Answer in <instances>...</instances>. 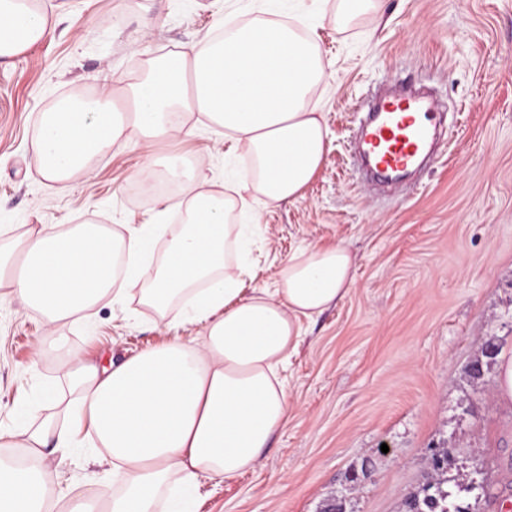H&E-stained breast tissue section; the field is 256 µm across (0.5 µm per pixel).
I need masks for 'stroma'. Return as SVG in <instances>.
<instances>
[{"instance_id": "35a3bbf8", "label": "stroma", "mask_w": 512, "mask_h": 512, "mask_svg": "<svg viewBox=\"0 0 512 512\" xmlns=\"http://www.w3.org/2000/svg\"><path fill=\"white\" fill-rule=\"evenodd\" d=\"M53 31L0 63V225L11 241L45 224H148L158 199L136 177L149 157L179 153L208 176H244L224 132L198 122L190 137L114 145L66 184L44 181L29 145L53 101L91 88L119 97L150 59L204 44L226 22L263 16L264 0H40ZM337 0H286L316 26L332 68L314 99L330 151L292 202L256 206L246 288H273L299 247L343 241L357 257L345 298L305 324L282 371L291 406L262 467L202 481L197 512H407V499L444 477L449 507L512 512V404L495 399L496 339L512 356V0H384L382 15L337 26ZM426 87L445 122L431 163L390 188L372 184L353 153L362 107L378 90ZM138 298L102 300L47 325L0 305V423L32 406L52 413L45 387L66 390L64 353L100 364L189 341ZM444 454V474L432 458ZM50 512H68L112 479L89 449L45 467Z\"/></svg>"}]
</instances>
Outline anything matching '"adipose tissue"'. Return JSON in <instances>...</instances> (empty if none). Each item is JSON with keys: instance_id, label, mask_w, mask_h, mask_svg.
<instances>
[{"instance_id": "adipose-tissue-1", "label": "adipose tissue", "mask_w": 512, "mask_h": 512, "mask_svg": "<svg viewBox=\"0 0 512 512\" xmlns=\"http://www.w3.org/2000/svg\"><path fill=\"white\" fill-rule=\"evenodd\" d=\"M51 32L34 0H0V59L24 54ZM330 67L303 20L260 18L152 60L125 89L130 114L100 100L43 114L30 152L52 183L69 182L115 144L192 134L193 112L223 129L255 170L218 190L174 157L168 174L181 192L165 203L185 210L179 229L44 226L0 255V285L48 322L135 292L157 312L172 313L173 323L202 327L199 341L175 336L104 367L65 357L60 370L69 392L49 390L54 414L0 427V447L25 449L35 463L23 469L0 460V512H44L49 490L40 462L85 442L112 468V497L85 490L73 512H195L192 491L201 480L226 482L262 465L290 415L279 369L301 342L302 321L353 286L356 258L340 241L305 246L283 265L275 291L245 292L246 197L292 201L323 165L329 131L312 98Z\"/></svg>"}]
</instances>
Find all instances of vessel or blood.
Masks as SVG:
<instances>
[{"label":"vessel or blood","instance_id":"b4317fda","mask_svg":"<svg viewBox=\"0 0 512 512\" xmlns=\"http://www.w3.org/2000/svg\"><path fill=\"white\" fill-rule=\"evenodd\" d=\"M433 109L406 92L378 103L365 128V142L375 155L373 168L386 179L407 172L433 130Z\"/></svg>","mask_w":512,"mask_h":512}]
</instances>
